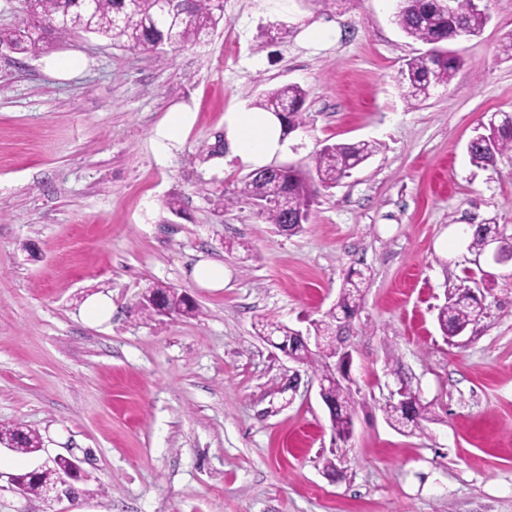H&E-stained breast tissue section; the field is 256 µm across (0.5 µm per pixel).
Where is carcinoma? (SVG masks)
I'll return each mask as SVG.
<instances>
[{"label":"carcinoma","mask_w":512,"mask_h":512,"mask_svg":"<svg viewBox=\"0 0 512 512\" xmlns=\"http://www.w3.org/2000/svg\"><path fill=\"white\" fill-rule=\"evenodd\" d=\"M175 21L157 19L155 0H98L95 12L88 16L82 0H38V15H28L27 27L0 30V43H12L18 51L27 53L39 47L44 36L65 38L73 33H94L106 37L116 45L133 51L158 54L166 46L188 47L197 45L211 36L224 20V0H182ZM395 21L409 38L431 46L432 54L414 56L406 61L399 72V83L404 88L405 99L423 101L430 97L433 83L444 87L463 66L457 55H448L444 47L463 37L480 33L487 15L476 0H454V11L441 7V0H399ZM306 91L298 85H285L265 93L256 107L276 116L283 134L288 135L303 124L302 107ZM378 147L371 141L332 143L324 145L302 168L288 165L281 169L268 166L250 173L240 185L229 193L214 196V205L226 209L245 198L263 201L265 206L258 214L268 224L280 231L293 234L308 223L310 213L320 189L336 186L358 164L367 161ZM512 151V120L491 121L483 131L470 139L468 154L480 165H491L496 156ZM495 232L489 224L471 225L469 249L481 250L484 241ZM157 290L167 296L169 315L192 317L199 312L198 305L189 304L174 289L159 286ZM362 289L360 282L347 279L336 306L347 319L353 318L360 307ZM484 315L480 304L463 291L447 295L446 302L438 308V323L448 338L461 336L469 326ZM263 335L274 333L288 340L290 350L301 356L303 364L318 376L331 369L328 358L336 345L325 342L317 353L309 354L301 346L297 330L282 323L262 325ZM325 398L332 405L331 426L336 437L349 440L353 430L355 400L348 386L338 381L325 391ZM386 420L400 431H423V422L429 420L428 406L420 400L406 407L396 401H386L382 407ZM0 439L15 444L13 451L34 454L41 445L40 438L32 431L18 425L0 428ZM67 473L78 482L83 479L76 462L61 457L35 476L30 471L17 474L32 496L38 497L52 484L60 473Z\"/></svg>","instance_id":"carcinoma-1"}]
</instances>
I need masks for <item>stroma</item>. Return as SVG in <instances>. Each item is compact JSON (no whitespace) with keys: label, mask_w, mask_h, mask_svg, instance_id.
<instances>
[{"label":"stroma","mask_w":512,"mask_h":512,"mask_svg":"<svg viewBox=\"0 0 512 512\" xmlns=\"http://www.w3.org/2000/svg\"><path fill=\"white\" fill-rule=\"evenodd\" d=\"M484 3L481 33L448 45L463 67L413 105L397 75L424 46L396 0H224L216 34L159 57L86 33L0 52V426L42 440L0 460L19 473L63 455L85 473L76 501L6 488L0 512H512V261L463 234L491 224L512 243V152L484 167L466 148L512 113L496 55L512 0ZM285 84L307 99L283 163L379 145L292 236L246 201L215 211L249 169L207 154L225 113ZM171 112L194 123L162 149ZM202 255L223 262V289L191 279ZM357 273L343 446L312 372L255 326L306 330ZM159 282L198 315L145 312ZM459 288L485 316L448 340L437 309ZM94 294L112 300L100 325L83 314ZM400 377L429 407L423 433L381 410Z\"/></svg>","instance_id":"stroma-1"}]
</instances>
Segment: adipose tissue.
Here are the masks:
<instances>
[{"instance_id": "1", "label": "adipose tissue", "mask_w": 512, "mask_h": 512, "mask_svg": "<svg viewBox=\"0 0 512 512\" xmlns=\"http://www.w3.org/2000/svg\"><path fill=\"white\" fill-rule=\"evenodd\" d=\"M224 137L230 157L254 170L268 166L288 151L279 120L268 112L241 109L226 113Z\"/></svg>"}]
</instances>
